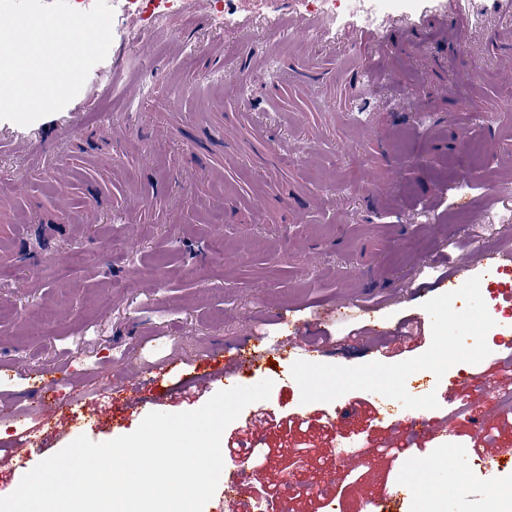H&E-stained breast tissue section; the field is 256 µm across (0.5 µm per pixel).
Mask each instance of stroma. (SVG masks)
I'll return each mask as SVG.
<instances>
[{
	"label": "stroma",
	"instance_id": "stroma-1",
	"mask_svg": "<svg viewBox=\"0 0 512 512\" xmlns=\"http://www.w3.org/2000/svg\"><path fill=\"white\" fill-rule=\"evenodd\" d=\"M390 39V76L354 112L357 56L288 41L272 49L260 35L243 50L173 17L139 36L121 69L95 66L94 113L61 155L77 170L71 211L45 193L47 174L0 152L14 175L0 206V496L84 431L99 442L133 432L144 415L127 405L129 382L151 398L158 371L204 377L236 344L283 343L301 325L325 342L328 374L305 393L294 352L247 373L274 383L242 412L267 421L223 433L224 466L244 468L249 512H264L269 494L281 512H468L475 474L448 480L446 455L477 440L489 456L512 448V412L501 407L512 348L473 330L449 340L448 370L435 374L434 332L408 334L416 312L439 311L445 294L432 283L453 262L471 270L466 289L484 279L480 255L512 253V196L495 193L512 184V94L483 41L460 59L445 42L397 30ZM294 68L321 75L313 97L292 86ZM130 82L141 100L125 97ZM244 84L276 101L264 134L239 115ZM103 114L130 123L124 141L102 135ZM383 126L395 135L380 146ZM282 140L295 154L278 153ZM85 209L93 222L77 223ZM362 305L388 336L367 335ZM393 377L394 402L421 391L426 413L447 419L445 437L394 453L378 394ZM451 386L454 402H441ZM34 435L40 456L20 460ZM403 482L415 498L393 495ZM300 484L328 492L295 494Z\"/></svg>",
	"mask_w": 512,
	"mask_h": 512
}]
</instances>
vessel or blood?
<instances>
[{"label":"vessel or blood","mask_w":512,"mask_h":512,"mask_svg":"<svg viewBox=\"0 0 512 512\" xmlns=\"http://www.w3.org/2000/svg\"><path fill=\"white\" fill-rule=\"evenodd\" d=\"M114 9L113 63H120L135 37L146 28L143 14L121 9V0H108ZM202 23L249 41L256 33L274 38H310L318 45H336L351 53H364L351 86L353 99L376 97L379 80L388 72L391 50L387 36L391 28L402 29L407 39L430 36L448 42L458 54L469 47L468 32L486 17L512 21V0H345L342 10L317 9L310 0H224V9L213 12L209 0H196ZM92 102L88 93H79L65 110L21 126L0 121V150L18 155L29 166L49 168L57 185L66 186L72 176L67 164L53 161L60 132L83 125ZM290 347L300 349L309 367L319 368L323 342L296 330ZM268 347L253 339L237 345L226 358L220 373L226 387L240 385L244 369L257 366ZM447 422L428 416L415 399H407L393 422L398 447H405L408 435L435 439L446 433Z\"/></svg>","instance_id":"1"}]
</instances>
